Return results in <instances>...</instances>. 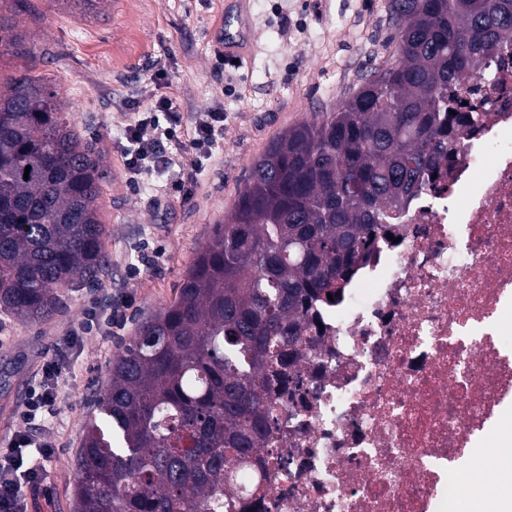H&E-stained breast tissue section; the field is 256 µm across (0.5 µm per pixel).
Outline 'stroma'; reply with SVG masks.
I'll return each instance as SVG.
<instances>
[{"label": "stroma", "instance_id": "35a3bbf8", "mask_svg": "<svg viewBox=\"0 0 512 512\" xmlns=\"http://www.w3.org/2000/svg\"><path fill=\"white\" fill-rule=\"evenodd\" d=\"M18 24L36 59L0 54V83L24 67L44 77L80 134L97 141L109 273L101 284L66 291L38 323L0 308V445L30 431L52 442L45 492L31 512H73L76 457L84 425L113 361L141 322L176 298L180 283L246 182L252 161L288 128L321 118L395 60L390 0H247L253 49L218 65L215 32L225 0H28ZM184 119L224 104V137L181 197L175 175L138 177L126 162V125L155 98ZM120 307L107 336H84L91 306ZM65 352L57 414L47 426L16 416L44 357Z\"/></svg>", "mask_w": 512, "mask_h": 512}]
</instances>
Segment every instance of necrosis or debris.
<instances>
[{
	"label": "necrosis or debris",
	"instance_id": "necrosis-or-debris-1",
	"mask_svg": "<svg viewBox=\"0 0 512 512\" xmlns=\"http://www.w3.org/2000/svg\"><path fill=\"white\" fill-rule=\"evenodd\" d=\"M463 88L488 123L309 313L233 512H456L466 471L512 459V49Z\"/></svg>",
	"mask_w": 512,
	"mask_h": 512
}]
</instances>
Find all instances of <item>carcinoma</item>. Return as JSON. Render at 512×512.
<instances>
[{"instance_id": "cac0c4a2", "label": "carcinoma", "mask_w": 512, "mask_h": 512, "mask_svg": "<svg viewBox=\"0 0 512 512\" xmlns=\"http://www.w3.org/2000/svg\"><path fill=\"white\" fill-rule=\"evenodd\" d=\"M396 56L274 140L177 299L112 363L77 457L75 512H225L232 469L277 422L272 386L388 228L456 152L462 80L512 46V0H392ZM0 46L31 58L0 14ZM29 174H24L25 167ZM97 143L28 74L0 92V306L37 322L108 272Z\"/></svg>"}]
</instances>
